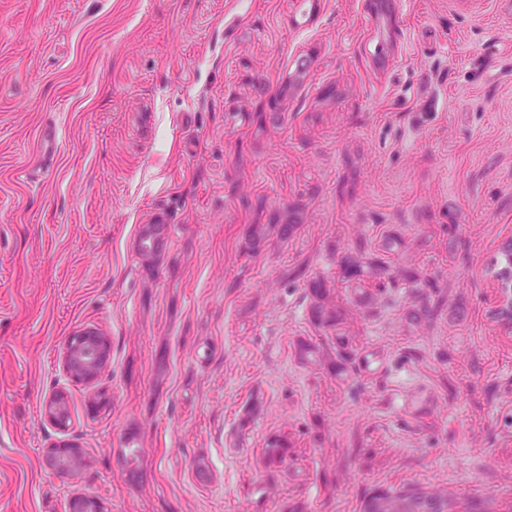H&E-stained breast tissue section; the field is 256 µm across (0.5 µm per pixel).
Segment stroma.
Wrapping results in <instances>:
<instances>
[{
	"mask_svg": "<svg viewBox=\"0 0 512 512\" xmlns=\"http://www.w3.org/2000/svg\"><path fill=\"white\" fill-rule=\"evenodd\" d=\"M367 3L0 0V512H512V0ZM174 238V226L160 215H156L150 224H143L135 243L134 251L137 255H157L164 253ZM499 292V319L512 329V268H500L493 274ZM109 352L105 336L84 329L71 336L62 357L64 372L74 381L91 382L104 365ZM122 448H114L121 458L126 474L136 471L140 460V438L136 432L125 430L121 435ZM431 496H445L443 499L437 501V507L434 509L423 510L425 512H452L454 509H448V500L452 499V494L449 491L444 490H431V491H412L395 494H384L375 497L369 504L367 512H370V508L378 507L381 502L387 500H400L405 502L407 508L413 509L415 512H419ZM448 497V498H447Z\"/></svg>",
	"mask_w": 512,
	"mask_h": 512,
	"instance_id": "1",
	"label": "stroma"
}]
</instances>
